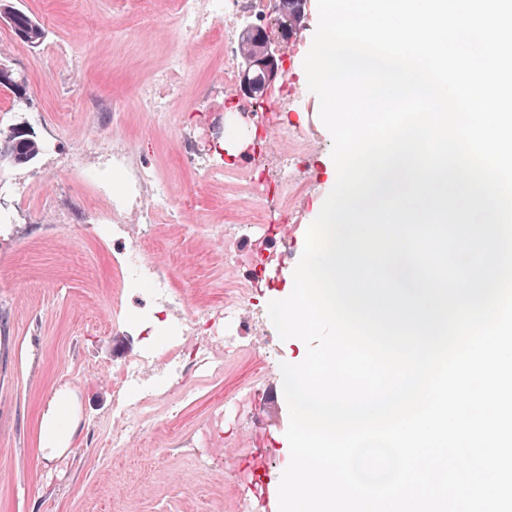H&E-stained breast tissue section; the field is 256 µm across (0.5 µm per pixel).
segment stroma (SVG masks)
<instances>
[{"instance_id":"1","label":"stroma","mask_w":512,"mask_h":512,"mask_svg":"<svg viewBox=\"0 0 512 512\" xmlns=\"http://www.w3.org/2000/svg\"><path fill=\"white\" fill-rule=\"evenodd\" d=\"M13 3L46 36L29 47L0 19V63L26 83L22 100L0 89V127L26 126L45 149L26 165H0V212L10 218L0 224V512H239L253 489L241 467L225 463L220 444L263 458L276 482L288 466L280 365L297 362L303 343L281 339L267 307L290 291L305 228L331 180L323 161L332 140L311 119L318 98L303 66L317 0H307L301 30L281 47V81L303 138L269 135L235 155L245 178L293 165L288 193L267 186L255 201L242 182L209 181L196 169L214 153V132L261 125L224 108L223 44L204 54L186 48L189 76L167 121L140 107L139 87L177 45L172 0ZM92 135L107 145L123 139L168 181L174 204L191 201L183 223L161 222L137 240L175 278L186 307L221 306L246 284L259 312L225 337L223 375L167 386L152 427L119 456L109 442L112 369L154 343L159 321L145 329L128 319L137 288L124 284L121 257L97 222L109 196L99 184L100 155L81 148ZM237 218L245 228L226 242L209 234ZM282 222L292 226L287 238L263 230ZM48 416L76 425L68 449L50 460L38 451ZM191 435L212 459L202 474L180 453Z\"/></svg>"}]
</instances>
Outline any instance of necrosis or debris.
<instances>
[{
  "label": "necrosis or debris",
  "instance_id": "necrosis-or-debris-1",
  "mask_svg": "<svg viewBox=\"0 0 512 512\" xmlns=\"http://www.w3.org/2000/svg\"><path fill=\"white\" fill-rule=\"evenodd\" d=\"M173 3L180 39L198 51H206L213 31L222 30L224 87L234 89L240 54L237 23L245 18L262 17L263 0H173ZM186 72L180 51H172L165 67L155 73L151 83L142 87L140 102L153 119L167 118L169 104L179 96ZM109 170L111 175L120 177L124 186L121 194L113 196L111 211L101 213L99 218L100 223L111 227L113 242L125 243L132 224L146 227L163 220L181 222L183 211L173 205L169 185L151 166L127 151L121 139L112 141ZM125 264L148 285L142 297L145 306L164 308L177 319L178 325L169 337L164 356H155L149 350L112 372L115 399L111 447L116 454L125 452L131 433L151 422L154 406L160 399L154 390L156 379L172 377L182 381L191 371L203 377H217L224 372V358L212 346L193 351L187 347V339L205 316V309L187 312L168 274L159 264L145 259L140 251L129 250Z\"/></svg>",
  "mask_w": 512,
  "mask_h": 512
}]
</instances>
